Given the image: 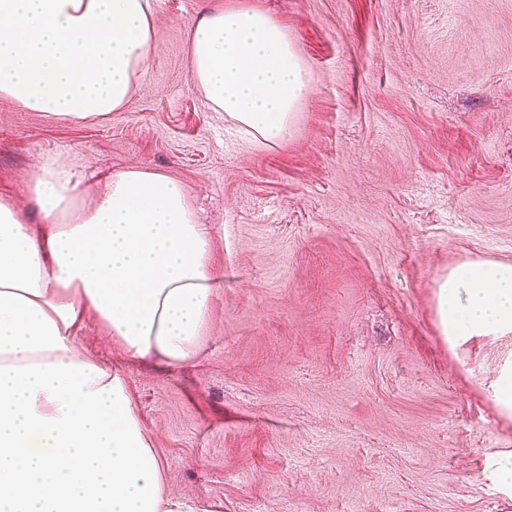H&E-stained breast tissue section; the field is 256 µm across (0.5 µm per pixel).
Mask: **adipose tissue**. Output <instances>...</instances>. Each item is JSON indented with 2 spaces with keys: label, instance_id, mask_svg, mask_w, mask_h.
<instances>
[{
  "label": "adipose tissue",
  "instance_id": "1",
  "mask_svg": "<svg viewBox=\"0 0 512 512\" xmlns=\"http://www.w3.org/2000/svg\"><path fill=\"white\" fill-rule=\"evenodd\" d=\"M155 27L151 0H0V98L64 121L124 107ZM191 76L260 145L286 141L311 83L284 29L249 8L202 12ZM41 226L0 202V512H178L118 369L78 351L95 318L124 352L196 358L218 280L182 183L129 168L69 220L81 183L46 160L31 183ZM451 336L512 331V264L449 270Z\"/></svg>",
  "mask_w": 512,
  "mask_h": 512
}]
</instances>
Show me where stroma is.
<instances>
[{"label": "stroma", "mask_w": 512, "mask_h": 512, "mask_svg": "<svg viewBox=\"0 0 512 512\" xmlns=\"http://www.w3.org/2000/svg\"><path fill=\"white\" fill-rule=\"evenodd\" d=\"M123 108L53 121L0 99V202L34 211L41 162L82 208L110 173L172 176L221 279L198 357L121 368L184 512H512V334L450 345L440 279L512 263V0H153ZM253 8L311 73L288 139L255 146L190 73L205 9Z\"/></svg>", "instance_id": "stroma-1"}]
</instances>
